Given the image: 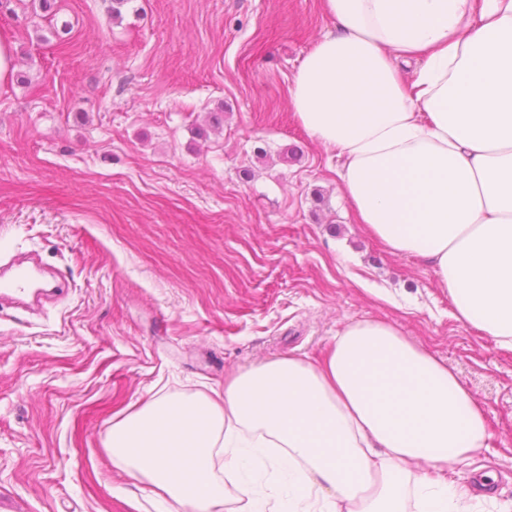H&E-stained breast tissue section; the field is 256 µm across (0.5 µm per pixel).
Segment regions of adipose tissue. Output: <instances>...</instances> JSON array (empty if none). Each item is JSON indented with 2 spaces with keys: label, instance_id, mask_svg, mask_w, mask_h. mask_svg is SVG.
<instances>
[{
  "label": "adipose tissue",
  "instance_id": "1",
  "mask_svg": "<svg viewBox=\"0 0 512 512\" xmlns=\"http://www.w3.org/2000/svg\"><path fill=\"white\" fill-rule=\"evenodd\" d=\"M323 6L336 30L288 87L299 123L342 158L359 223L431 264L455 318L512 351V0ZM488 437L458 374L363 319L323 358L153 395L113 418L105 446L182 512H215L228 482L247 512H465L472 490L448 473Z\"/></svg>",
  "mask_w": 512,
  "mask_h": 512
}]
</instances>
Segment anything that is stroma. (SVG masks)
<instances>
[{"instance_id": "35a3bbf8", "label": "stroma", "mask_w": 512, "mask_h": 512, "mask_svg": "<svg viewBox=\"0 0 512 512\" xmlns=\"http://www.w3.org/2000/svg\"><path fill=\"white\" fill-rule=\"evenodd\" d=\"M322 0H8L0 33V265L56 289L0 294V498L23 512H169L112 463V417L154 394L321 356L388 321L483 407L488 447L450 480L512 501V351L458 322L423 260L358 224L335 151L288 86L333 31ZM291 160H283V152Z\"/></svg>"}]
</instances>
